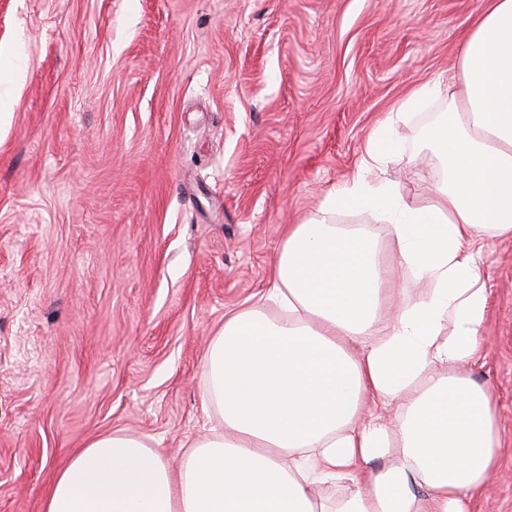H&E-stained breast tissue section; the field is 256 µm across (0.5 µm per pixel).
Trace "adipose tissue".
<instances>
[{
  "label": "adipose tissue",
  "instance_id": "adipose-tissue-1",
  "mask_svg": "<svg viewBox=\"0 0 512 512\" xmlns=\"http://www.w3.org/2000/svg\"><path fill=\"white\" fill-rule=\"evenodd\" d=\"M460 100L428 131L443 160L414 207L381 171L393 127L446 90L414 88L373 131L322 216L288 228L272 275L280 316L227 317L202 398L222 428L171 468L139 438L106 434L59 472L43 512H472L499 466L496 400L468 370L483 348L487 238L512 235V0H479L459 51ZM360 208L369 228L326 223ZM389 239L424 290L379 320ZM339 488L335 499L321 496Z\"/></svg>",
  "mask_w": 512,
  "mask_h": 512
}]
</instances>
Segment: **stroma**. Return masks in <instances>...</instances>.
Listing matches in <instances>:
<instances>
[{
    "label": "stroma",
    "mask_w": 512,
    "mask_h": 512,
    "mask_svg": "<svg viewBox=\"0 0 512 512\" xmlns=\"http://www.w3.org/2000/svg\"><path fill=\"white\" fill-rule=\"evenodd\" d=\"M478 0H0V512H42L107 433L171 466L208 435L207 347L263 298L287 225L356 174L413 87L457 74ZM384 176L428 204L425 133ZM483 357L512 512V237L489 238Z\"/></svg>",
    "instance_id": "1"
}]
</instances>
